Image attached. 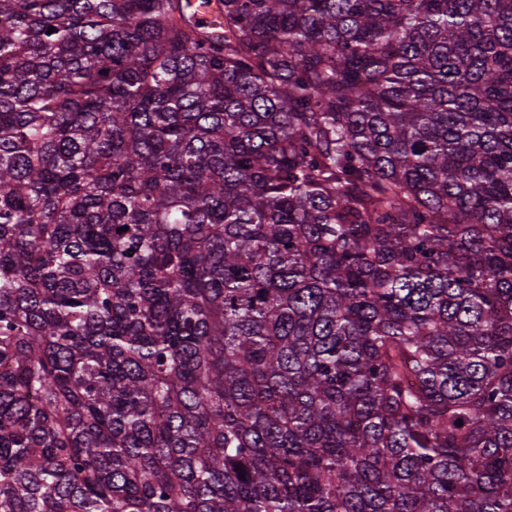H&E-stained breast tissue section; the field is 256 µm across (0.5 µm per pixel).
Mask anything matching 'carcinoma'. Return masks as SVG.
Returning a JSON list of instances; mask_svg holds the SVG:
<instances>
[{
  "instance_id": "obj_1",
  "label": "carcinoma",
  "mask_w": 512,
  "mask_h": 512,
  "mask_svg": "<svg viewBox=\"0 0 512 512\" xmlns=\"http://www.w3.org/2000/svg\"><path fill=\"white\" fill-rule=\"evenodd\" d=\"M0 512H512V0H0Z\"/></svg>"
}]
</instances>
